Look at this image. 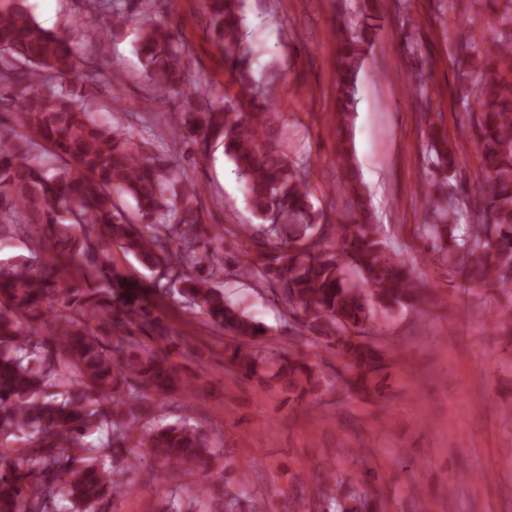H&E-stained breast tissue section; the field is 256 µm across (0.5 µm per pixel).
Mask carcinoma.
<instances>
[{"label":"carcinoma","instance_id":"obj_1","mask_svg":"<svg viewBox=\"0 0 512 512\" xmlns=\"http://www.w3.org/2000/svg\"><path fill=\"white\" fill-rule=\"evenodd\" d=\"M115 12L105 40L139 24L138 55L153 90L184 99L169 133L201 153L221 146L244 180L258 223L239 227L253 258L238 276L264 282L301 328L340 359L348 390L385 395L388 351L345 335L379 313L410 309L427 289L404 259L387 254L371 203L348 147L359 74L375 42L377 0H359L361 22L340 21L337 43L336 142L348 224H325L312 202L310 164L292 159L278 137L272 107L279 71L268 65L262 90L251 92L255 45L247 40L245 0H203L224 63L239 77L241 95L200 107L188 59L174 28L150 16L154 0H132ZM498 36L486 38L457 3L458 102L468 110L483 179L472 192L448 197L465 157L439 130L429 137L434 173L425 195L423 231L462 282L511 291L512 276V0H488ZM92 52L66 32L48 29L28 0H0V83L23 113L19 129L0 132V243L23 232L30 254L0 260V512H102L120 496L126 473L151 464L165 474L144 512H269L224 468L223 502H207V482L220 455L205 429L189 419L163 424L156 411L193 387L170 359L172 330L145 306L119 305L114 288L127 283L112 248L135 257L154 275V291L188 300L208 323L238 344L225 350L238 376L257 379L291 399L321 389L302 354L274 358L252 348L269 335L214 286L224 272V232L204 228L200 190L171 158H149L121 125L101 122L89 108L98 93ZM467 233L459 236L457 231ZM133 325L144 343L119 335ZM144 448L146 454L130 455ZM196 475L188 492L175 482ZM379 479L365 469L357 483L321 485L325 512H377Z\"/></svg>","mask_w":512,"mask_h":512}]
</instances>
